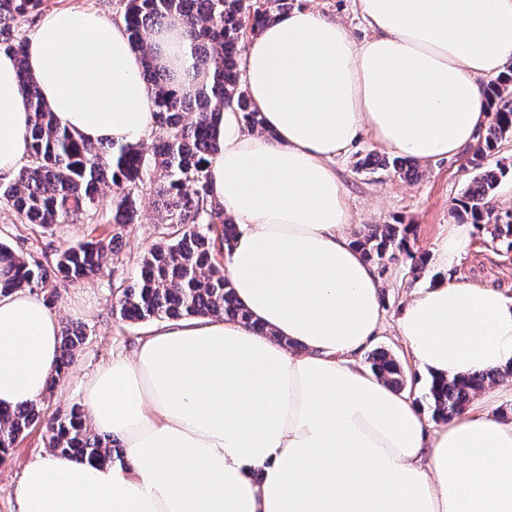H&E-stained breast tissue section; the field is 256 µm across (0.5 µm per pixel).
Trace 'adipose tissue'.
<instances>
[{
    "instance_id": "ef3b65f1",
    "label": "adipose tissue",
    "mask_w": 512,
    "mask_h": 512,
    "mask_svg": "<svg viewBox=\"0 0 512 512\" xmlns=\"http://www.w3.org/2000/svg\"><path fill=\"white\" fill-rule=\"evenodd\" d=\"M355 2L369 30L359 41L308 7L269 22L242 66L263 128L231 108L217 128L208 174L240 228L225 271L251 324L168 322L99 366L84 408L123 453L105 465L30 462L19 512H512V417L493 394L433 425L358 365L382 324L383 282L353 243L333 166L364 132L421 163L473 144L486 84L512 59V0ZM149 43L174 82L194 71L181 25ZM24 70L89 142L131 143L156 123L123 24L54 9L23 56L0 50V174L29 153ZM475 231L449 225L432 251L440 277L396 321L434 377L512 369V297L450 276ZM59 350L42 297L0 295V406L41 400Z\"/></svg>"
}]
</instances>
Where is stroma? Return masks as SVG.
Wrapping results in <instances>:
<instances>
[{
  "mask_svg": "<svg viewBox=\"0 0 512 512\" xmlns=\"http://www.w3.org/2000/svg\"><path fill=\"white\" fill-rule=\"evenodd\" d=\"M377 147V142L365 135L349 154L335 161L336 172L348 192L352 227L359 230L366 224L410 225L412 251L430 255L446 226L458 221L451 213V205L468 183L472 153L467 150L455 159L430 162L425 165L422 177L411 181L391 170L374 174L361 170L358 159ZM141 199V220L126 228L117 255L108 257L95 277L59 287L55 292L50 307L57 313L60 325L85 326L87 336L65 374L45 395L43 404L47 412L63 413L72 405L82 403V380L112 356L130 355L138 339L153 327L149 321L123 320L115 309L118 290L135 279L142 256L161 240L166 230L149 193H142ZM111 215L112 193L107 189L100 197L97 218L83 224H56L49 228L27 224L13 209L0 203V242L21 257L43 262L60 250L107 231L106 221ZM437 274V268L432 265L422 273H413L409 261L402 259L388 264L382 276L383 331L374 346L396 357L404 379L403 389L415 397L422 396L428 378L419 372L397 336L396 320L409 295L425 287ZM452 275L512 295V250L492 239L488 231L477 230L467 254ZM49 453L42 428H32L18 440L9 462L0 466V512H18L15 487L22 471L31 461Z\"/></svg>",
  "mask_w": 512,
  "mask_h": 512,
  "instance_id": "35a3bbf8",
  "label": "stroma"
}]
</instances>
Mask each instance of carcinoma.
I'll return each mask as SVG.
<instances>
[{
    "label": "carcinoma",
    "mask_w": 512,
    "mask_h": 512,
    "mask_svg": "<svg viewBox=\"0 0 512 512\" xmlns=\"http://www.w3.org/2000/svg\"><path fill=\"white\" fill-rule=\"evenodd\" d=\"M296 0H126L123 22L132 45L142 51L143 79L151 94L164 136L147 152L137 144H93L58 124L43 103L34 79L22 76V93L30 113L28 160L8 185L0 184V199L30 224H80L98 210L101 186H112V233L70 247L46 263L26 260L0 244V293L19 288H57L77 283L98 271L128 226L138 223L142 188L153 186L163 240L143 256L135 281L121 289L117 310L122 319L143 322L155 318L223 317L250 323L239 305L223 259L233 247L238 226L212 199L207 175L209 157L218 152L216 123L230 107L241 113L245 126L261 129L240 79V59L247 42L266 22L288 14ZM42 0H0V48L24 52L12 24L38 11ZM183 25L195 42L197 69L206 81L199 88L174 86L150 62L147 34L168 21ZM486 107L493 118L487 136L470 160L473 177L454 200L453 211L479 227H491L493 238L512 247V214L499 212L491 198L508 168L487 167V158L512 138V64L486 89ZM366 169L391 167L408 179H419L418 164L405 156L393 159L369 153ZM409 225L382 224L360 231L354 244L366 261L385 272L400 255L420 273L427 260L409 247ZM87 333L62 331L61 357L52 377H59ZM373 372L397 389L403 387L400 366L385 351L372 356ZM495 373L477 372L459 379L433 381L423 395L434 419L444 420L466 407L471 397ZM41 426L55 456L91 464L112 462L113 440L92 430L83 409L49 414L41 403L14 410L0 409V463L17 439Z\"/></svg>",
    "instance_id": "cac0c4a2"
}]
</instances>
